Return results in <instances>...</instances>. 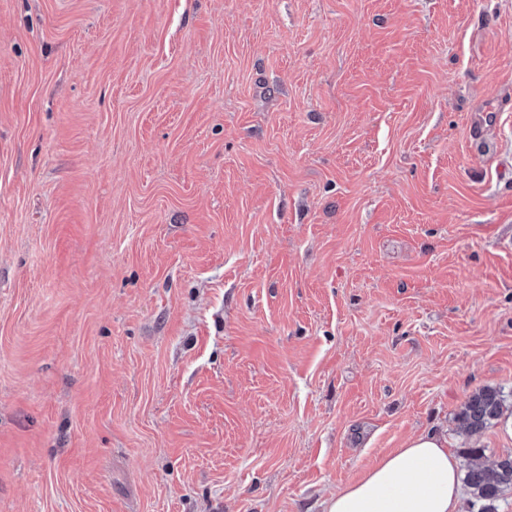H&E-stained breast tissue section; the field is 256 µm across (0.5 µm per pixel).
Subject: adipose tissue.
<instances>
[{
  "label": "adipose tissue",
  "instance_id": "ef3b65f1",
  "mask_svg": "<svg viewBox=\"0 0 512 512\" xmlns=\"http://www.w3.org/2000/svg\"><path fill=\"white\" fill-rule=\"evenodd\" d=\"M324 512H460L457 464L444 436L408 439L324 503Z\"/></svg>",
  "mask_w": 512,
  "mask_h": 512
}]
</instances>
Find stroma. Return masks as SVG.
Returning a JSON list of instances; mask_svg holds the SVG:
<instances>
[{
  "label": "stroma",
  "mask_w": 512,
  "mask_h": 512,
  "mask_svg": "<svg viewBox=\"0 0 512 512\" xmlns=\"http://www.w3.org/2000/svg\"><path fill=\"white\" fill-rule=\"evenodd\" d=\"M504 99L512 0H0V512H322L416 433L511 455ZM504 402L501 388L484 387L475 391L466 398L457 414L460 429L471 438H479L502 416Z\"/></svg>",
  "instance_id": "35a3bbf8"
}]
</instances>
